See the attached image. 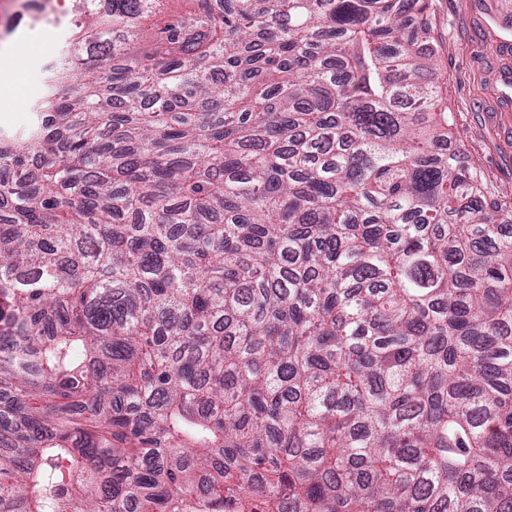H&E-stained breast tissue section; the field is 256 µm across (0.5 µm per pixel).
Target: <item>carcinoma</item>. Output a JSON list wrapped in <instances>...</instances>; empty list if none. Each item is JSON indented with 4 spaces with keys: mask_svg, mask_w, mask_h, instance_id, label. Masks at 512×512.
Masks as SVG:
<instances>
[{
    "mask_svg": "<svg viewBox=\"0 0 512 512\" xmlns=\"http://www.w3.org/2000/svg\"><path fill=\"white\" fill-rule=\"evenodd\" d=\"M73 2L0 134V512H512L428 0Z\"/></svg>",
    "mask_w": 512,
    "mask_h": 512,
    "instance_id": "1",
    "label": "carcinoma"
}]
</instances>
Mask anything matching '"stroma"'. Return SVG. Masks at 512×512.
<instances>
[{
	"mask_svg": "<svg viewBox=\"0 0 512 512\" xmlns=\"http://www.w3.org/2000/svg\"><path fill=\"white\" fill-rule=\"evenodd\" d=\"M21 10L0 50V133L21 134L46 93L64 40L57 0ZM430 45L448 82L449 148L476 173L500 213L512 214V0H430Z\"/></svg>",
	"mask_w": 512,
	"mask_h": 512,
	"instance_id": "35a3bbf8",
	"label": "stroma"
}]
</instances>
